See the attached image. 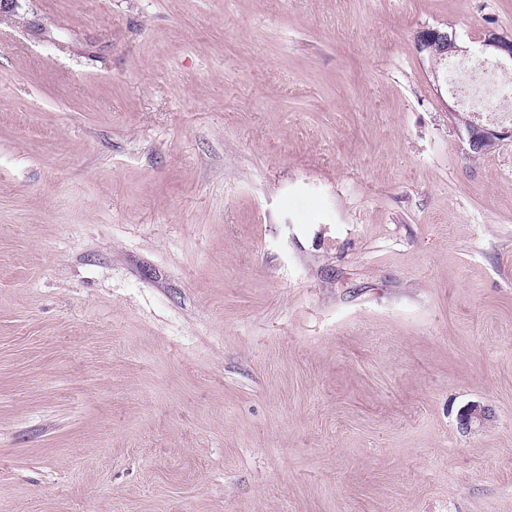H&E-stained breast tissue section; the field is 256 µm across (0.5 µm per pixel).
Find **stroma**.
I'll use <instances>...</instances> for the list:
<instances>
[{
    "label": "stroma",
    "mask_w": 512,
    "mask_h": 512,
    "mask_svg": "<svg viewBox=\"0 0 512 512\" xmlns=\"http://www.w3.org/2000/svg\"><path fill=\"white\" fill-rule=\"evenodd\" d=\"M425 28L512 0L0 15V512H512V139ZM468 134V155L472 157L484 155L491 144H500L505 139L512 138L511 129L491 128L478 124H471L468 128Z\"/></svg>",
    "instance_id": "obj_1"
}]
</instances>
